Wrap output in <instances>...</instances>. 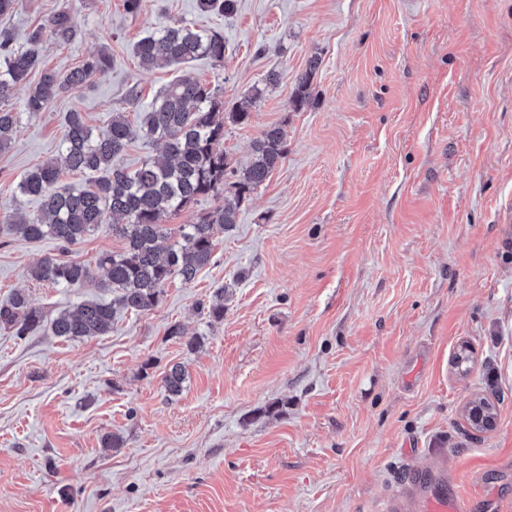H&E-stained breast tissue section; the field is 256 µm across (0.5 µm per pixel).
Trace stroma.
<instances>
[{
  "label": "stroma",
  "mask_w": 512,
  "mask_h": 512,
  "mask_svg": "<svg viewBox=\"0 0 512 512\" xmlns=\"http://www.w3.org/2000/svg\"><path fill=\"white\" fill-rule=\"evenodd\" d=\"M22 0L0 28L24 40L56 11L78 33L47 40L59 76L98 49L105 75L22 116L0 151V216L37 213L16 197L57 152L65 115L96 127L136 120L177 76L146 70L135 43L186 20L224 37V62L191 70L232 109L231 167L269 125L286 153L241 201L233 230L190 285L172 281L152 311H117L112 331L54 336L64 309L111 292L33 281L52 240L0 233V303L20 288L44 316L0 329V512H382L383 497L433 467L472 512L512 500V0ZM320 65L309 100L296 78ZM226 289L224 317L202 304ZM198 337H169L171 324ZM183 364L180 395L164 389ZM494 405L478 431L468 410ZM122 436L119 448L102 445Z\"/></svg>",
  "instance_id": "35a3bbf8"
}]
</instances>
